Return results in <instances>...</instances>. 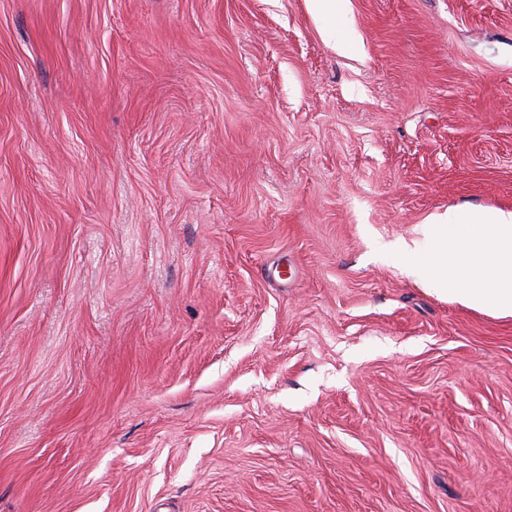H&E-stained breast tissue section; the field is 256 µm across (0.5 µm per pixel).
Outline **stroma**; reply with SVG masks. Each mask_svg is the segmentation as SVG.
<instances>
[{
  "label": "stroma",
  "instance_id": "stroma-1",
  "mask_svg": "<svg viewBox=\"0 0 512 512\" xmlns=\"http://www.w3.org/2000/svg\"><path fill=\"white\" fill-rule=\"evenodd\" d=\"M512 0H0V512H512ZM428 224L432 285L467 307L512 316V212L449 210Z\"/></svg>",
  "mask_w": 512,
  "mask_h": 512
}]
</instances>
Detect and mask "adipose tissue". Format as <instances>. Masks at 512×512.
Listing matches in <instances>:
<instances>
[{"label": "adipose tissue", "mask_w": 512, "mask_h": 512, "mask_svg": "<svg viewBox=\"0 0 512 512\" xmlns=\"http://www.w3.org/2000/svg\"><path fill=\"white\" fill-rule=\"evenodd\" d=\"M427 234L436 289L467 307L512 316V212L452 210Z\"/></svg>", "instance_id": "1"}]
</instances>
